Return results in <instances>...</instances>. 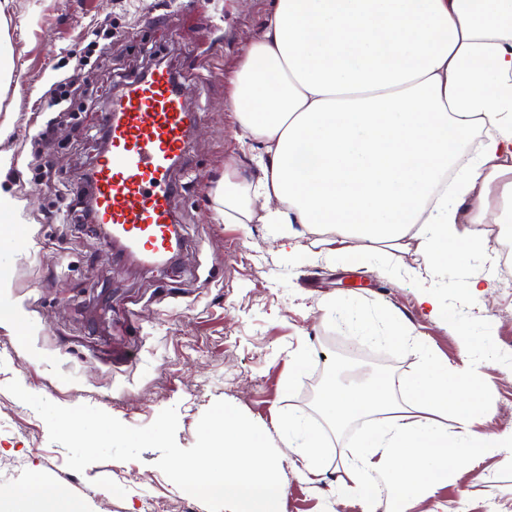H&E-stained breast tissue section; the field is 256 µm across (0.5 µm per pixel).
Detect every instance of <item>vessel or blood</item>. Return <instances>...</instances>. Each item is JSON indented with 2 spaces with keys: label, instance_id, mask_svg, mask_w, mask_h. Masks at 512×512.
<instances>
[{
  "label": "vessel or blood",
  "instance_id": "obj_1",
  "mask_svg": "<svg viewBox=\"0 0 512 512\" xmlns=\"http://www.w3.org/2000/svg\"><path fill=\"white\" fill-rule=\"evenodd\" d=\"M197 115L178 74L159 66L125 82L100 109L108 148L91 171L94 219L146 259L169 258L179 194L173 166L186 152Z\"/></svg>",
  "mask_w": 512,
  "mask_h": 512
}]
</instances>
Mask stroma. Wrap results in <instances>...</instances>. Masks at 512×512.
<instances>
[{"label": "stroma", "mask_w": 512, "mask_h": 512, "mask_svg": "<svg viewBox=\"0 0 512 512\" xmlns=\"http://www.w3.org/2000/svg\"><path fill=\"white\" fill-rule=\"evenodd\" d=\"M269 0H9L0 32L14 75L0 98V193L12 201L0 215V238L23 241V251L0 256V494L34 484L38 495L63 492L81 512H207L157 468L150 449L133 461L108 460L77 473L63 446L50 442L33 408L6 391L18 380L51 402L99 408L130 427L177 410L176 440L196 441L203 413L218 400L272 427L284 410L311 412L312 399L333 353L358 342L361 365L349 378H367L373 364L395 376L422 361L414 350L356 336L334 306L359 303L373 321L403 315L417 336L449 365L462 362L461 323L491 328V341L512 356V284L479 263L444 273L449 286L443 320L418 304L409 278H384L377 262L326 258L295 260L279 246L271 224L224 221V164L238 157L233 120L224 110L226 77L261 28ZM111 30L95 50L84 32ZM171 59L198 121L174 177L181 188L177 217L183 256L174 267L116 265L94 224L84 223L82 175L100 153L99 113L127 78ZM68 79L70 112H45L53 83ZM51 168L37 174V164ZM485 276V296L459 299L471 275ZM305 351L302 371L291 359ZM480 404L489 418L478 432L512 427V365L487 368ZM321 483L303 479L301 458L280 451L286 489L279 512H361L343 493L352 454L341 438ZM512 512V458L499 455L451 473L423 493L411 512Z\"/></svg>", "instance_id": "obj_1"}]
</instances>
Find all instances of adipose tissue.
Masks as SVG:
<instances>
[{"instance_id":"adipose-tissue-1","label":"adipose tissue","mask_w":512,"mask_h":512,"mask_svg":"<svg viewBox=\"0 0 512 512\" xmlns=\"http://www.w3.org/2000/svg\"><path fill=\"white\" fill-rule=\"evenodd\" d=\"M228 83L256 172L225 163V223L289 225L294 253L308 231L326 258L381 256L442 319L438 273L491 260L486 225L512 222V0H273ZM412 245L423 265L391 263ZM462 339L459 366L427 352L409 378L323 393L331 429L372 420L347 467L362 512H410L449 470L512 454V429H473L475 381L499 352Z\"/></svg>"}]
</instances>
